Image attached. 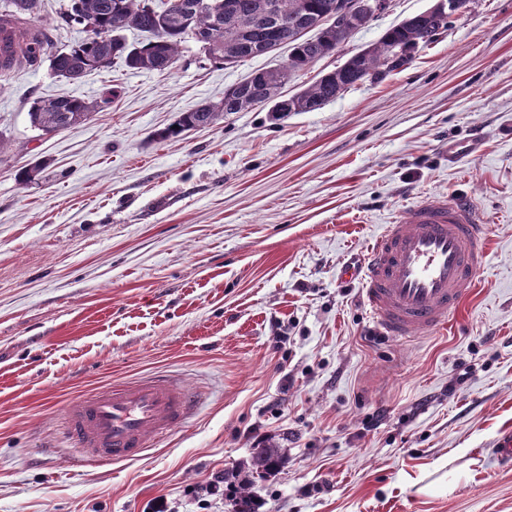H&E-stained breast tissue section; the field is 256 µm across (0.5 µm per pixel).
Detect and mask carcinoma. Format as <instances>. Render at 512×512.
<instances>
[{"mask_svg": "<svg viewBox=\"0 0 512 512\" xmlns=\"http://www.w3.org/2000/svg\"><path fill=\"white\" fill-rule=\"evenodd\" d=\"M359 0H70L62 20L78 25L88 37L50 59L53 72L77 82L88 73L110 67L119 58L131 69L168 73L177 62L186 39L199 35L210 44L211 61L231 65L246 58L271 52L270 46L288 47V61L281 68L258 71L224 91L218 103L205 102L183 112L176 125L154 134L159 141L185 131L214 126L226 113L242 112L265 104L278 112L282 88L288 80L308 70L317 61L336 53L346 40L369 24L355 12ZM38 0H9L0 15V32L10 28L18 33L17 56L0 58V75L36 62L49 45L45 29L32 23ZM347 10L344 25L314 24L324 14ZM450 17L425 11L387 30L381 39L350 57L335 70L290 97V112H312L333 101L364 76L385 77L396 70L391 65L395 50L406 54V63L452 25ZM134 29L149 34L136 45L127 43L122 32ZM316 31L311 36L309 32ZM99 104L75 96H57L34 101L28 110L31 126L44 134H55L86 121ZM281 463L275 448H255L248 462L251 473L265 477ZM253 483L238 488L233 512H254Z\"/></svg>", "mask_w": 512, "mask_h": 512, "instance_id": "obj_1", "label": "carcinoma"}]
</instances>
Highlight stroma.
<instances>
[{"mask_svg":"<svg viewBox=\"0 0 512 512\" xmlns=\"http://www.w3.org/2000/svg\"><path fill=\"white\" fill-rule=\"evenodd\" d=\"M39 0L49 52L84 39ZM433 0H392L295 94ZM287 49L233 65L182 45L167 73L110 68L72 82L48 59L0 93V512H232L197 492L254 446L282 467L256 512H512V0H471L406 68L313 112L257 108L163 142ZM118 99L45 135L38 98ZM471 144L470 155L453 152ZM34 181L18 173L34 160ZM468 196L489 257L456 323L379 335L361 270L381 226L424 196ZM155 374L199 401L142 459L75 465L67 403Z\"/></svg>","mask_w":512,"mask_h":512,"instance_id":"35a3bbf8","label":"stroma"}]
</instances>
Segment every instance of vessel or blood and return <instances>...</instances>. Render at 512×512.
<instances>
[{"label": "vessel or blood", "instance_id": "1", "mask_svg": "<svg viewBox=\"0 0 512 512\" xmlns=\"http://www.w3.org/2000/svg\"><path fill=\"white\" fill-rule=\"evenodd\" d=\"M486 234L473 202L428 196L384 225L362 277L365 305L379 333L410 336L454 320L487 262ZM194 398L178 380L156 375L104 387L72 401L60 428L76 463L138 459L150 440L190 415Z\"/></svg>", "mask_w": 512, "mask_h": 512}]
</instances>
